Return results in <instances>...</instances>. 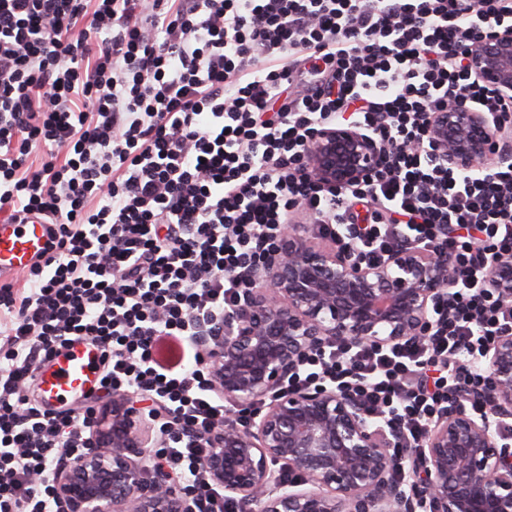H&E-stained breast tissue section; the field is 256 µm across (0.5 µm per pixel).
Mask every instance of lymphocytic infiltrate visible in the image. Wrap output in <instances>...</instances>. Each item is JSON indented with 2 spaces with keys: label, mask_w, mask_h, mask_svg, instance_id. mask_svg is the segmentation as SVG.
I'll return each instance as SVG.
<instances>
[{
  "label": "lymphocytic infiltrate",
  "mask_w": 512,
  "mask_h": 512,
  "mask_svg": "<svg viewBox=\"0 0 512 512\" xmlns=\"http://www.w3.org/2000/svg\"><path fill=\"white\" fill-rule=\"evenodd\" d=\"M512 23V0H0V218L53 224L49 256L0 285V512H61L58 469L79 461L103 398L151 400L146 458L197 512H245L205 476L208 430L245 425L200 351L167 361L229 316L284 224L376 261L412 244L454 261L428 341L330 346L289 386L344 387L370 420L419 448L456 404L471 414L512 302L486 284L512 255V156L463 175L440 168L423 116L461 100L512 127V102L469 65ZM359 126L386 150L350 187L303 171L323 127ZM100 352L79 409L49 411L40 369L74 341Z\"/></svg>",
  "instance_id": "1"
}]
</instances>
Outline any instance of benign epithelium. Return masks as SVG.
<instances>
[{
	"mask_svg": "<svg viewBox=\"0 0 512 512\" xmlns=\"http://www.w3.org/2000/svg\"><path fill=\"white\" fill-rule=\"evenodd\" d=\"M474 45L477 77L512 95V26ZM435 159L462 172L495 164L512 134L484 112L452 105L427 114ZM311 176L328 186L357 183L384 151L357 128H323L303 146ZM450 257L406 247L377 262L323 242L290 224L234 307L228 336L196 337L211 363L214 391L230 406L264 402L245 426L206 434L207 477L224 495L258 512H512V445L493 423L512 416V330L497 337L477 415L448 407L415 453L395 456L401 433L370 421L334 386L285 388L312 354L329 344L384 347L428 339L452 287ZM487 284L512 300V256L492 264ZM145 403L112 396L93 448L60 469L56 495L67 512H195L191 496L133 458L157 442L138 413ZM300 476L286 482L277 465Z\"/></svg>",
	"mask_w": 512,
	"mask_h": 512,
	"instance_id": "obj_1",
	"label": "benign epithelium"
}]
</instances>
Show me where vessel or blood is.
<instances>
[{
    "label": "vessel or blood",
    "mask_w": 512,
    "mask_h": 512,
    "mask_svg": "<svg viewBox=\"0 0 512 512\" xmlns=\"http://www.w3.org/2000/svg\"><path fill=\"white\" fill-rule=\"evenodd\" d=\"M50 224L29 215L12 224L0 219V279L27 271L41 259L50 238ZM99 351L86 343L64 349L38 375L43 404L57 408L68 399L94 391L99 384Z\"/></svg>",
    "instance_id": "vessel-or-blood-1"
}]
</instances>
